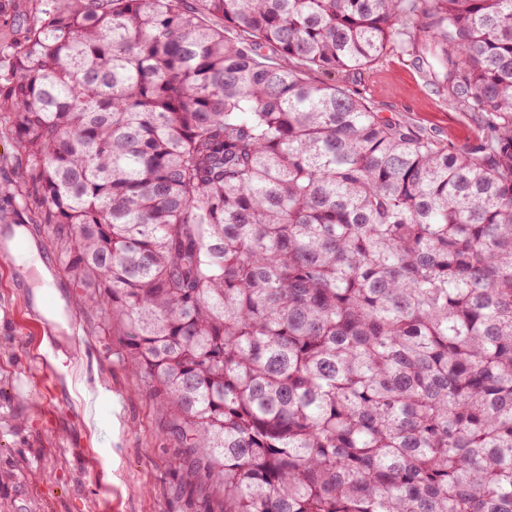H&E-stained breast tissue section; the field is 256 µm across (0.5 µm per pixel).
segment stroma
I'll return each instance as SVG.
<instances>
[{
  "instance_id": "35a3bbf8",
  "label": "stroma",
  "mask_w": 512,
  "mask_h": 512,
  "mask_svg": "<svg viewBox=\"0 0 512 512\" xmlns=\"http://www.w3.org/2000/svg\"><path fill=\"white\" fill-rule=\"evenodd\" d=\"M343 79L380 116L440 145L460 149L481 132L478 117L450 106L405 53ZM20 184L15 141L0 132L1 208H11ZM58 275L76 316L73 335L44 332L0 263V512H203L174 467L167 412L124 362L125 323H105L87 289L66 268Z\"/></svg>"
}]
</instances>
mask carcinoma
Returning <instances> with one entry per match:
<instances>
[{
    "mask_svg": "<svg viewBox=\"0 0 512 512\" xmlns=\"http://www.w3.org/2000/svg\"><path fill=\"white\" fill-rule=\"evenodd\" d=\"M409 47L465 148L336 83ZM2 62L0 221L125 321L206 512H512V0H34ZM21 184V163L15 140L0 132V207L11 209L13 199L18 201Z\"/></svg>",
    "mask_w": 512,
    "mask_h": 512,
    "instance_id": "carcinoma-1",
    "label": "carcinoma"
}]
</instances>
